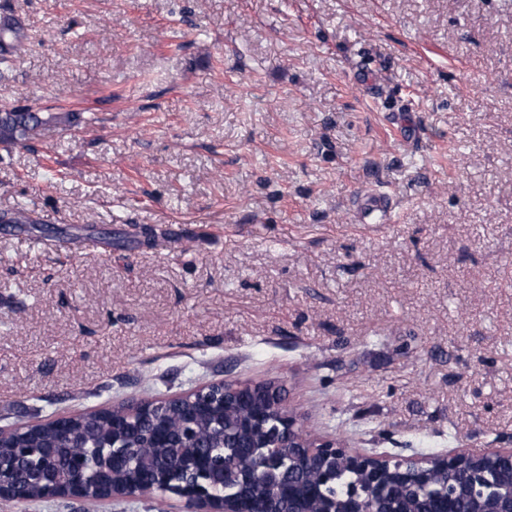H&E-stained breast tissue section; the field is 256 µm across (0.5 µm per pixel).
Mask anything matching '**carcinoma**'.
Listing matches in <instances>:
<instances>
[{
	"label": "carcinoma",
	"instance_id": "1",
	"mask_svg": "<svg viewBox=\"0 0 512 512\" xmlns=\"http://www.w3.org/2000/svg\"><path fill=\"white\" fill-rule=\"evenodd\" d=\"M29 35L21 21L3 13L0 17V80L27 52ZM77 117L70 113L42 112L28 103H18L0 112V146L9 150L38 139L51 125H71ZM11 224H33V211L19 203L6 212ZM248 405L230 395L224 412L198 406L193 395L140 401L136 412L131 403L103 405L69 414L64 422L55 416L38 420L21 434L8 433L0 441V466L12 470L28 500L47 501L69 498L68 481L49 485L42 473L50 469L62 477L73 474L72 456L87 459L77 499L93 506L103 497L129 495L133 486L149 481L161 492L167 486L207 482L212 495L236 502L239 512H250L255 503L269 512H346L349 490L366 488L365 471L343 462L328 481L319 482L315 473L321 458L305 451L288 454L277 447L275 437L279 416L270 415L265 429L251 430L246 423ZM188 427L194 440L181 448L169 447L159 430ZM55 449L53 457L45 455ZM126 456L129 463L110 470L109 482L96 480V467ZM427 483L409 486L394 471L383 470V485L367 506L388 512H432L449 492L456 512H491L496 501L512 494V475L490 467L482 485L456 473L445 472L442 457L428 460ZM293 482L309 488L301 501L288 494L285 484Z\"/></svg>",
	"mask_w": 512,
	"mask_h": 512
}]
</instances>
